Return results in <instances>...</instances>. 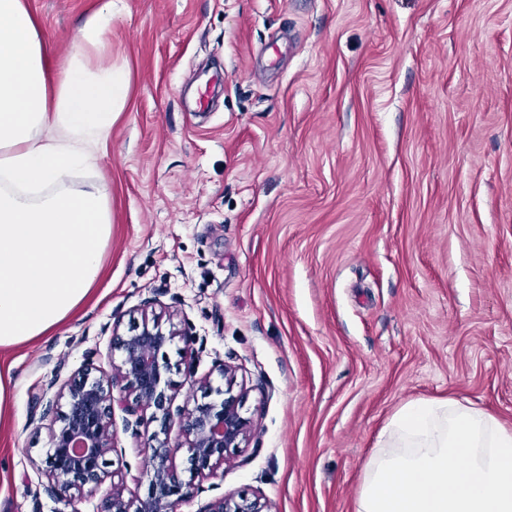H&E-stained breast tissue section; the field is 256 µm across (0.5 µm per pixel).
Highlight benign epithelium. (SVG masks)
<instances>
[{"instance_id":"7a95c632","label":"benign epithelium","mask_w":512,"mask_h":512,"mask_svg":"<svg viewBox=\"0 0 512 512\" xmlns=\"http://www.w3.org/2000/svg\"><path fill=\"white\" fill-rule=\"evenodd\" d=\"M178 333L166 331L161 322L142 311V321L127 334L113 328L112 371L99 372L90 365L79 370L47 400L43 416L51 417V448L43 464L48 475L45 492L59 500L70 491L93 492L103 481L106 455L114 450L115 405L127 398L154 409L161 433L178 426L184 439L172 447L158 440V433L147 436L144 448L150 452L143 470L147 495L137 503L124 499V489L115 486L105 512H175V506L190 497L195 481L214 477L224 459L242 448L252 433V420L242 413V393H234L235 369L223 366L224 387H215L210 378L198 381L204 397L214 400L196 403L193 408L173 409L168 394L172 381L163 349ZM185 447L190 453V479H183L169 464L171 451ZM204 512H266L260 500H240L222 496L208 503Z\"/></svg>"}]
</instances>
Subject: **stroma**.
<instances>
[{
  "mask_svg": "<svg viewBox=\"0 0 512 512\" xmlns=\"http://www.w3.org/2000/svg\"><path fill=\"white\" fill-rule=\"evenodd\" d=\"M54 60L102 0H25ZM128 104L87 180L112 237L92 298L0 352V512H100L145 496L116 428L97 491L48 496L45 389L111 369L148 301L176 405L234 366L254 431L177 512L220 495L356 512L406 402L453 398L512 429V0H112ZM12 369V364L8 365L6 369L0 366V421H3L4 416L9 414L11 405L17 399Z\"/></svg>",
  "mask_w": 512,
  "mask_h": 512,
  "instance_id": "obj_1",
  "label": "stroma"
}]
</instances>
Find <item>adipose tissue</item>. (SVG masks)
<instances>
[{"label": "adipose tissue", "instance_id": "adipose-tissue-1", "mask_svg": "<svg viewBox=\"0 0 512 512\" xmlns=\"http://www.w3.org/2000/svg\"><path fill=\"white\" fill-rule=\"evenodd\" d=\"M112 4L52 73L24 0H0V351L53 331L88 296L111 235L108 190L83 181L127 104L126 68L102 66Z\"/></svg>", "mask_w": 512, "mask_h": 512}]
</instances>
